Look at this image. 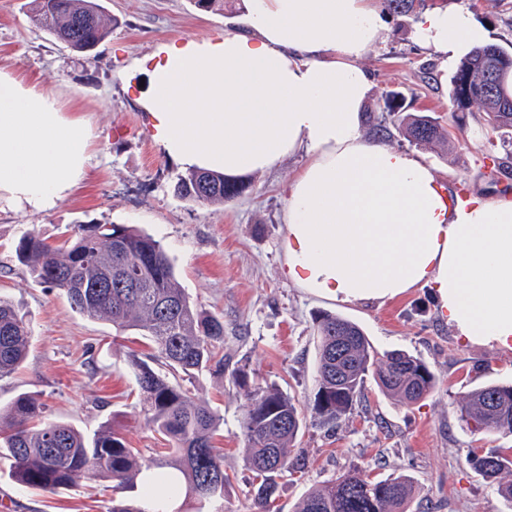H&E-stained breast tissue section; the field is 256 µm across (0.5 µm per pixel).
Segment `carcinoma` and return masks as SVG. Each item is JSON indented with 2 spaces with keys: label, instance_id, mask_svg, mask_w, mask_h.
Returning a JSON list of instances; mask_svg holds the SVG:
<instances>
[{
  "label": "carcinoma",
  "instance_id": "carcinoma-1",
  "mask_svg": "<svg viewBox=\"0 0 512 512\" xmlns=\"http://www.w3.org/2000/svg\"><path fill=\"white\" fill-rule=\"evenodd\" d=\"M33 20L56 41L88 56L105 42L112 26L97 0H36ZM385 10L407 16L425 0H382ZM512 54L498 44L475 47L450 78L452 118L461 129L479 113L498 133L503 175L512 174ZM402 102L385 98L380 112L367 113L370 137L379 142L400 135L409 144L433 149L451 141L439 118L410 114ZM244 186L221 173L190 171L178 179L183 199L222 204L239 196ZM16 261L32 278L62 291L73 311L107 322L119 332L133 331L151 342L155 357L186 376L212 371L224 374V320L194 303L179 282L173 263L154 238L134 226H78L70 239L49 243L26 233L15 249ZM318 335L317 390L313 422L334 430L361 402L367 376L386 396L403 405L426 398L436 378L419 357L403 350L380 353L355 322L327 312L314 316ZM31 339L30 322L11 302L0 299V377L23 363ZM135 378L147 412V423L173 443L168 455L142 459L122 437L105 427L87 438L65 421H44L43 404L31 394L18 395L0 408V455L12 460L13 479L20 485L49 492L68 490L88 476L109 479L125 489L143 483L150 500L159 485L166 487L164 505L118 503L112 512H184L173 501L198 502L224 498L228 475L224 456L214 445L220 417L201 399L155 370L133 360ZM230 376L244 397L240 431L245 459L253 475L255 512H272L279 480L302 472L295 454L307 418L295 398L275 382L255 383L241 368ZM460 420L474 432L512 434V384L491 383L467 392ZM468 465L496 481V492L512 512V455L501 448H482L467 456ZM415 482L408 475L378 478L354 468L310 489L293 512H408Z\"/></svg>",
  "mask_w": 512,
  "mask_h": 512
}]
</instances>
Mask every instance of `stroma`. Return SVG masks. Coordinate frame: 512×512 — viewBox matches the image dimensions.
Returning a JSON list of instances; mask_svg holds the SVG:
<instances>
[{
  "label": "stroma",
  "mask_w": 512,
  "mask_h": 512,
  "mask_svg": "<svg viewBox=\"0 0 512 512\" xmlns=\"http://www.w3.org/2000/svg\"><path fill=\"white\" fill-rule=\"evenodd\" d=\"M103 6L117 24L89 58L36 27L32 0H0V69L53 90L62 101L78 100L95 137L91 174L67 198L44 212L0 211V298L28 312L32 323L25 361L0 378V405L32 393L47 419L69 422L89 436L108 426L146 460L163 453L167 443L146 422L131 365L133 358H147L152 346L74 312L64 294L36 283L14 259L20 238L30 231L56 242L81 224H134L162 243L193 300L223 318L225 362L246 367L251 379L276 381L304 410H311L316 391L313 317L319 311L359 323L378 351L419 355L436 375L434 391L411 406L387 398L367 379L361 404L336 432L308 426L297 441L308 466L299 480H281L276 512H293L308 490L353 467L414 476L417 493L409 512L429 502L438 512H502L494 488L470 469L466 457L478 448H512V435L470 432L459 419L458 399L488 383H512V351L459 336L441 318L429 287L346 304L283 279L280 185L296 176L304 155L244 176L243 193L222 205L175 195L183 170L156 146L138 91L126 84L129 67L158 43L240 27L244 0H226L220 12L198 10L192 0H103ZM426 7L466 8L489 26L492 42L512 45V0H426ZM420 19L417 13L388 16L385 43L362 60L373 84L365 109L376 110L383 95L394 92L408 111L430 113L448 127V79L455 67L414 41ZM426 64L435 74L429 81L422 75ZM491 140L475 115L455 132L452 149H421L397 140L392 146L423 158L438 185L466 187L477 199L512 201L507 178L493 170L501 150ZM183 386L223 419L215 444L224 450L229 481L223 503L203 504L200 512H254L239 430L242 395L229 377L206 371ZM139 497V491L115 489L103 478L58 494L25 488L11 478L9 461L0 460V500L8 502V512H112L113 501Z\"/></svg>",
  "instance_id": "35a3bbf8"
}]
</instances>
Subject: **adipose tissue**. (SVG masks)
<instances>
[{
  "mask_svg": "<svg viewBox=\"0 0 512 512\" xmlns=\"http://www.w3.org/2000/svg\"><path fill=\"white\" fill-rule=\"evenodd\" d=\"M246 28L157 44L135 61L162 155L239 177L287 156L282 275L349 303L433 288L466 340L512 350V202L450 205L421 159L366 139L361 61L388 31L380 0H246ZM417 41L445 61L484 43L464 9L424 13ZM77 103L0 71V210L52 208L91 168Z\"/></svg>",
  "mask_w": 512,
  "mask_h": 512,
  "instance_id": "adipose-tissue-1",
  "label": "adipose tissue"
}]
</instances>
